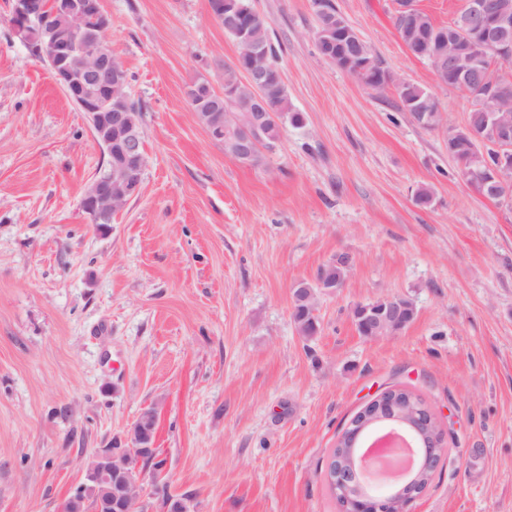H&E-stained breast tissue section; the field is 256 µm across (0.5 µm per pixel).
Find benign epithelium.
Masks as SVG:
<instances>
[{
	"mask_svg": "<svg viewBox=\"0 0 512 512\" xmlns=\"http://www.w3.org/2000/svg\"><path fill=\"white\" fill-rule=\"evenodd\" d=\"M318 19H327L313 33L318 49L332 41L341 29L350 48L336 55V66L351 76L364 75L365 58L373 51L360 34H351L345 23L336 20L327 7V0H310ZM101 12V0H59L58 9L50 11L41 0H14L10 25L14 33L24 38L35 33L48 38V59L54 76L76 108L85 114L95 141L104 155L115 158V164L101 177H94L81 199V209L91 223L98 227L112 224V199L120 196L131 199L139 191L146 156L137 152L135 143L140 130L129 117V97L112 98V85H121L126 70L112 54L103 38L104 27L91 29V15ZM422 9L416 0H401L396 5L395 20L409 41L423 37ZM448 43V56L430 64L437 79L447 84L448 74L463 83L473 81L480 92L474 108L487 113L492 133L507 140L512 133V114L506 110L508 95L505 87L512 82V74L503 63L512 58V4L503 0L497 7L488 0H463L448 33L438 36ZM267 76L254 67L244 71V84L249 94L239 97V109L247 113V120L259 125L271 115L266 98ZM407 81L385 71L381 80L369 86L371 90L393 88L398 90ZM411 120L418 126L438 128L445 124V113L412 112ZM458 138L471 140L467 159L460 164L461 175L468 185L480 194L488 193L500 203L512 205V162L500 158L494 164L485 162L484 145L487 138L467 126L448 130V141ZM378 334L389 335L404 325L401 311L390 309L376 317ZM386 390L367 403L352 419L347 432L351 441L341 466L336 472L340 487L338 503L341 512H409L408 506L416 499L408 488L417 484L424 472H434L447 454L444 436L428 433L429 439L419 442L418 462L399 463L384 477L370 476L371 491L362 494L351 479L362 464L363 440L382 420V412L393 407ZM394 419L419 433L434 419L428 408L401 406ZM156 411L144 410L129 428L130 443L123 448H101L85 466V483L64 502L65 512H86L93 503L94 512H137L144 493V475L139 462L155 447Z\"/></svg>",
	"mask_w": 512,
	"mask_h": 512,
	"instance_id": "obj_1",
	"label": "benign epithelium"
}]
</instances>
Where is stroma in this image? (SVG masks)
I'll return each instance as SVG.
<instances>
[{"label":"stroma","instance_id":"35a3bbf8","mask_svg":"<svg viewBox=\"0 0 512 512\" xmlns=\"http://www.w3.org/2000/svg\"><path fill=\"white\" fill-rule=\"evenodd\" d=\"M305 125L251 166L191 112L239 45L208 0H101L105 41L142 100L147 165L107 228L81 198L104 166L88 122L9 25L0 0V512H57L101 448L156 408L161 471L143 512H339L326 472L351 418L388 389L418 395L448 456L410 512H512V207L448 154L473 107L413 56L392 0H336L385 70L435 95L415 125L394 89L317 51L310 0H252ZM433 202H415L421 186ZM320 329L292 288L337 254ZM404 296L415 319L366 338L357 305ZM205 79L198 78L193 84L189 87L187 92L188 102L192 112H195L196 117L200 124L207 126L209 123L213 122H221L223 119V108L216 107L211 113V115L206 116L203 114H199L197 112V108L199 104H207L212 103L209 97L206 94L205 88L203 84L205 83ZM345 255L339 254L336 260L320 267L312 283L301 282L293 290L292 317L298 333L305 339L312 338L319 330L318 317L312 311V304H315L317 299L315 283L326 280L336 284L321 283L319 292H333L336 288H341L349 271L347 266L351 265V258L349 262L346 261L347 266L344 264Z\"/></svg>","mask_w":512,"mask_h":512}]
</instances>
